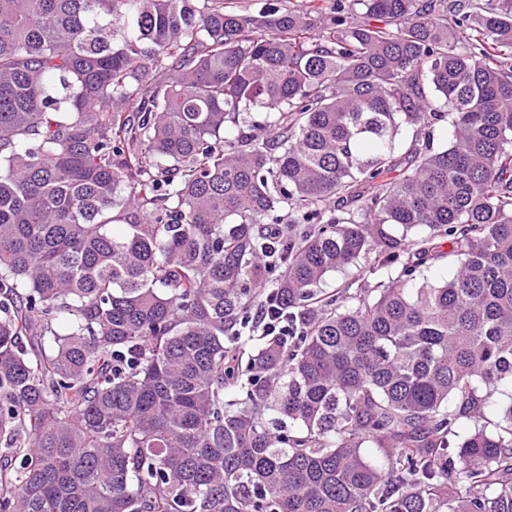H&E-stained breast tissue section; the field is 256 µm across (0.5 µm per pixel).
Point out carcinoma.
<instances>
[{
	"label": "carcinoma",
	"mask_w": 512,
	"mask_h": 512,
	"mask_svg": "<svg viewBox=\"0 0 512 512\" xmlns=\"http://www.w3.org/2000/svg\"><path fill=\"white\" fill-rule=\"evenodd\" d=\"M322 2L0 0V512H512V0ZM263 289L262 295L265 296V301L255 308L252 317L248 320V323H252L255 331L261 332L260 335L264 336H281L284 340H287L288 336V319L286 315L282 317L281 311L278 314L274 307V302L270 301L271 293H267ZM278 309V308H277Z\"/></svg>",
	"instance_id": "obj_1"
}]
</instances>
